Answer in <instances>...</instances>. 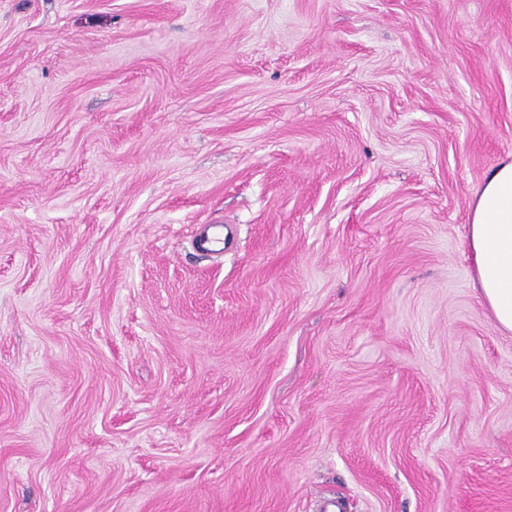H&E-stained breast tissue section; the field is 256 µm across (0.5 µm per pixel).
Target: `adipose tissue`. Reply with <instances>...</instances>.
Wrapping results in <instances>:
<instances>
[{
    "label": "adipose tissue",
    "mask_w": 512,
    "mask_h": 512,
    "mask_svg": "<svg viewBox=\"0 0 512 512\" xmlns=\"http://www.w3.org/2000/svg\"><path fill=\"white\" fill-rule=\"evenodd\" d=\"M468 239L481 298L497 327L512 334V161L475 188Z\"/></svg>",
    "instance_id": "1"
}]
</instances>
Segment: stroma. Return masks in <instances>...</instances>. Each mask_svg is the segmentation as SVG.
I'll return each instance as SVG.
<instances>
[{
	"instance_id": "stroma-1",
	"label": "stroma",
	"mask_w": 512,
	"mask_h": 512,
	"mask_svg": "<svg viewBox=\"0 0 512 512\" xmlns=\"http://www.w3.org/2000/svg\"><path fill=\"white\" fill-rule=\"evenodd\" d=\"M507 161L512 0H0V512H512ZM468 239L481 298L497 327L512 334V161L475 188ZM194 248L202 254L221 255L224 252V225L204 224L194 239Z\"/></svg>"
}]
</instances>
